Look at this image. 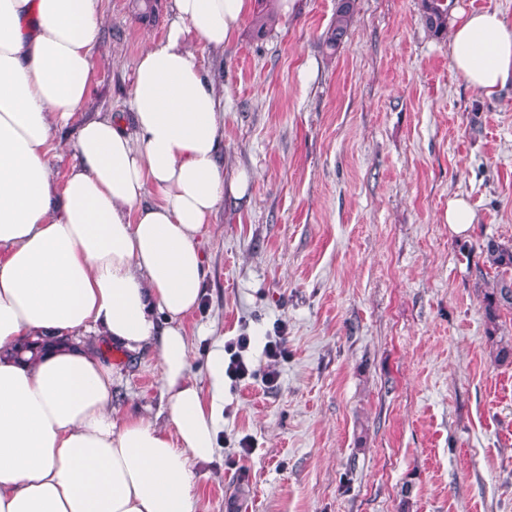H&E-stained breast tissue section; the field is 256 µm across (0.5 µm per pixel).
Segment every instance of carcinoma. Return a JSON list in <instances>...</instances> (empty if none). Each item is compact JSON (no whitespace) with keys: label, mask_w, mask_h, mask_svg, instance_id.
<instances>
[{"label":"carcinoma","mask_w":512,"mask_h":512,"mask_svg":"<svg viewBox=\"0 0 512 512\" xmlns=\"http://www.w3.org/2000/svg\"><path fill=\"white\" fill-rule=\"evenodd\" d=\"M355 0H337L334 20L328 27L323 45L333 52L342 45L354 15ZM161 0H133L136 18L142 22L155 20ZM259 10L252 20L255 34L262 35L278 23L280 15L271 7L270 0H258ZM422 20L425 28L434 36H443L448 31V5L446 0H421ZM495 276L492 287L485 291L483 309L488 322L487 336L495 345L493 350L498 363L512 362V340H495L498 331V319L503 310H512V244L500 243L489 239L482 246ZM44 342L37 338L26 340L10 349V355L23 361H33L44 351Z\"/></svg>","instance_id":"carcinoma-1"}]
</instances>
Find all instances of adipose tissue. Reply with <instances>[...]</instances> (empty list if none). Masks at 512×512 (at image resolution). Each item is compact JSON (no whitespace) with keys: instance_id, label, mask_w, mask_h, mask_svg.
I'll return each instance as SVG.
<instances>
[{"instance_id":"ef3b65f1","label":"adipose tissue","mask_w":512,"mask_h":512,"mask_svg":"<svg viewBox=\"0 0 512 512\" xmlns=\"http://www.w3.org/2000/svg\"><path fill=\"white\" fill-rule=\"evenodd\" d=\"M100 2L0 0V348L83 332L153 347L167 423L117 415L112 367L90 349L0 358V512H195L193 464L224 428V345L199 383L182 320L202 297L199 237L243 186L224 178V96L189 42L223 50L251 0H172L124 110L80 125L60 180L55 131L86 99ZM451 59L493 94L512 81V25L461 15Z\"/></svg>"}]
</instances>
